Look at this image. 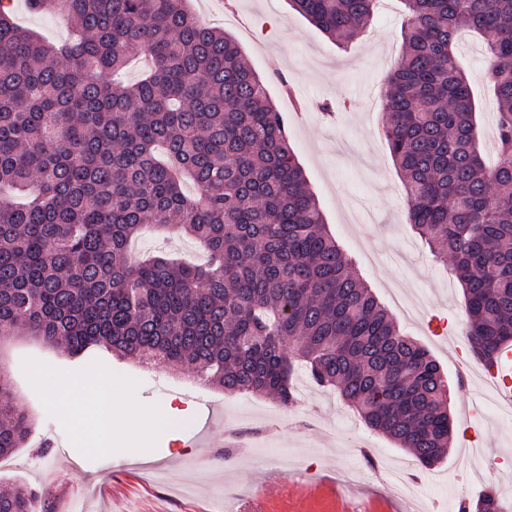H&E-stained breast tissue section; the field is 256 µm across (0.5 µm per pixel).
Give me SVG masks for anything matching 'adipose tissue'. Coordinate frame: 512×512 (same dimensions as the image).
I'll use <instances>...</instances> for the list:
<instances>
[{
  "label": "adipose tissue",
  "mask_w": 512,
  "mask_h": 512,
  "mask_svg": "<svg viewBox=\"0 0 512 512\" xmlns=\"http://www.w3.org/2000/svg\"><path fill=\"white\" fill-rule=\"evenodd\" d=\"M47 390L65 411L69 410L73 395H83L86 409L94 419L95 446L106 453L111 452L114 444L146 440L170 425L166 413L141 405L131 391L105 372L95 374L92 382L83 386L72 379L53 378L48 380Z\"/></svg>",
  "instance_id": "1"
}]
</instances>
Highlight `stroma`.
<instances>
[{
  "label": "stroma",
  "instance_id": "obj_1",
  "mask_svg": "<svg viewBox=\"0 0 512 512\" xmlns=\"http://www.w3.org/2000/svg\"><path fill=\"white\" fill-rule=\"evenodd\" d=\"M203 21L230 34L248 64L267 78L277 108L288 115L290 143L315 194L326 223L351 257L357 274L385 305L400 329L415 337L441 363L449 385L454 419L452 448L430 468L388 437L367 429L336 393L319 389L307 372L292 379L300 402L292 409L265 396L228 395L196 385L187 371L159 365L145 368L109 356L108 373L153 407H171L176 429L154 435L144 446L147 461L116 458L97 451L80 419V398L64 414L48 401L32 377L43 365L51 377L91 376L92 363L72 360L29 336L0 340V362L20 403L30 412L35 432L19 449L15 467L0 469V490L25 484L38 489L51 512H396L380 489L397 481L413 486L416 512H459L462 500L478 496L455 465L463 451L466 426L478 429L488 458L512 443V423H504L484 389L462 368L471 360L462 333L465 304L459 283L406 220L407 202L400 176L381 129L389 75L402 51L401 0H381L377 16L345 52L289 6L288 0H190ZM459 50L475 99L479 139L494 153L496 114L487 95L489 59L471 32L459 35ZM341 101L345 110L321 111ZM134 255L163 250L202 261L190 239L144 234L132 244ZM415 296L416 315L395 309V295ZM448 321L449 333L432 325ZM481 400L482 413L464 421L463 408ZM209 444L188 449L196 433ZM235 445L225 455L226 445ZM282 456L309 460V474H283ZM356 472L377 487L374 495L340 490L336 472Z\"/></svg>",
  "mask_w": 512,
  "mask_h": 512
}]
</instances>
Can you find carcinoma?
Segmentation results:
<instances>
[{"label": "carcinoma", "instance_id": "obj_1", "mask_svg": "<svg viewBox=\"0 0 512 512\" xmlns=\"http://www.w3.org/2000/svg\"><path fill=\"white\" fill-rule=\"evenodd\" d=\"M376 2L289 0L344 51ZM404 2L384 134L409 223L450 263L472 354L492 367L512 344V0ZM26 4L74 32L35 38L0 4V335L24 329L70 357L182 366L286 408L298 403L300 363L420 465L442 460L453 428L444 372L327 230L288 118L234 38L187 0ZM462 29L491 61L492 161L455 51ZM139 55L151 68L120 80ZM148 225L185 230L207 263L135 260L130 242ZM31 427L0 376V458ZM44 509L35 488L0 494V512ZM461 512H500L499 501L490 492Z\"/></svg>", "mask_w": 512, "mask_h": 512}]
</instances>
